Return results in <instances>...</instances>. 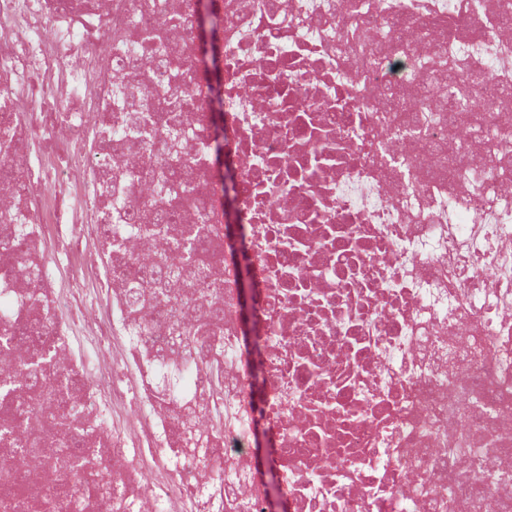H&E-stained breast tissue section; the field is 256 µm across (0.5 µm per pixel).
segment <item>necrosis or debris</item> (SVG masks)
Wrapping results in <instances>:
<instances>
[{
    "label": "necrosis or debris",
    "instance_id": "obj_1",
    "mask_svg": "<svg viewBox=\"0 0 512 512\" xmlns=\"http://www.w3.org/2000/svg\"><path fill=\"white\" fill-rule=\"evenodd\" d=\"M231 177H194L209 217L192 230L245 256L216 261L224 393L167 326L185 305L129 316V284L103 271L107 207L94 151L148 144L165 98L184 94L180 150L211 138L210 83L155 76L118 92V22L147 8L189 17L191 0H0V77L40 185L17 204L48 334L112 352L79 368L80 414L112 486L110 512H512V0H216ZM455 88L465 112L439 111ZM224 430L210 457L179 441L174 404ZM275 434L271 482L250 462Z\"/></svg>",
    "mask_w": 512,
    "mask_h": 512
}]
</instances>
